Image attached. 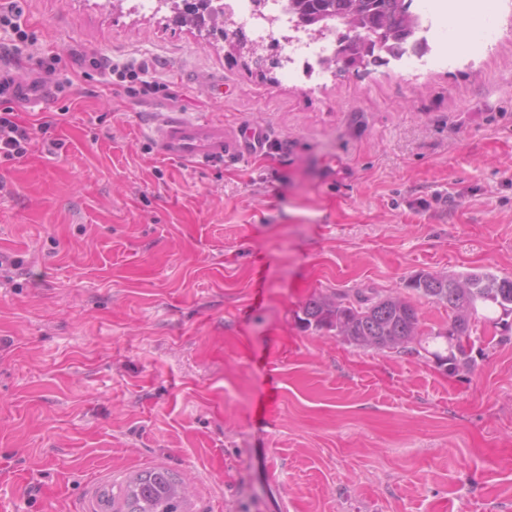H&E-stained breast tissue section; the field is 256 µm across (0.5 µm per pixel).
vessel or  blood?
Segmentation results:
<instances>
[{"mask_svg": "<svg viewBox=\"0 0 512 512\" xmlns=\"http://www.w3.org/2000/svg\"><path fill=\"white\" fill-rule=\"evenodd\" d=\"M152 138L161 156L194 166L229 164L266 152L270 135L263 127L243 125L227 133L223 123L165 113L154 125Z\"/></svg>", "mask_w": 512, "mask_h": 512, "instance_id": "1", "label": "vessel or blood"}]
</instances>
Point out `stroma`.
<instances>
[{"mask_svg": "<svg viewBox=\"0 0 512 512\" xmlns=\"http://www.w3.org/2000/svg\"><path fill=\"white\" fill-rule=\"evenodd\" d=\"M32 42L0 159V512H99L162 468L188 512H512V338L451 374L421 273L512 278V10L452 68L306 77L135 0H15ZM148 64L150 91L112 64ZM253 123L230 167L159 155L151 118ZM354 289L419 310L428 352L299 316ZM33 141L32 128L16 120L13 112L0 113V156L7 160L27 156Z\"/></svg>", "mask_w": 512, "mask_h": 512, "instance_id": "1", "label": "stroma"}]
</instances>
